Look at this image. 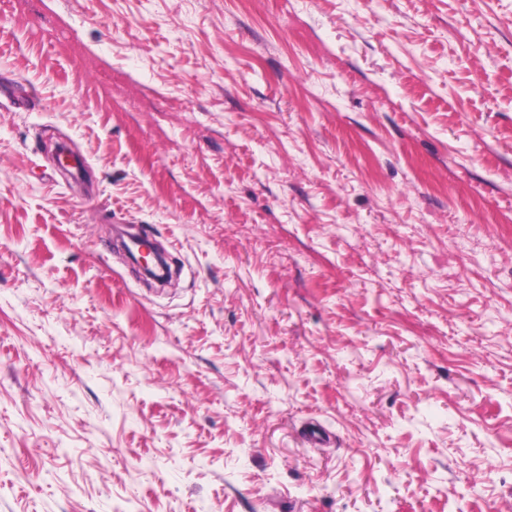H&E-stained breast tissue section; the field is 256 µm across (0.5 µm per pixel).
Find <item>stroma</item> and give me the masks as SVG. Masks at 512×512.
Masks as SVG:
<instances>
[{
    "label": "stroma",
    "instance_id": "1",
    "mask_svg": "<svg viewBox=\"0 0 512 512\" xmlns=\"http://www.w3.org/2000/svg\"><path fill=\"white\" fill-rule=\"evenodd\" d=\"M0 512H512V0H0Z\"/></svg>",
    "mask_w": 512,
    "mask_h": 512
}]
</instances>
